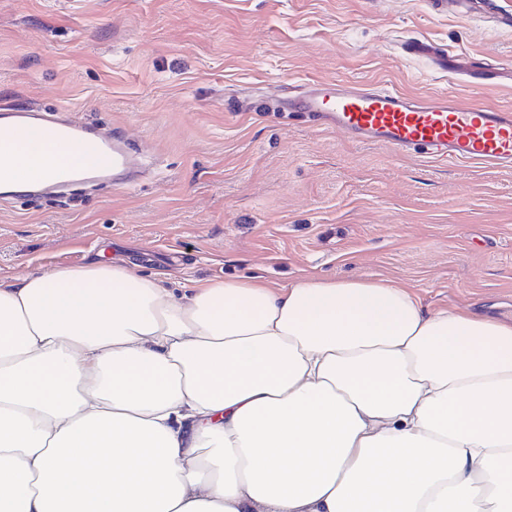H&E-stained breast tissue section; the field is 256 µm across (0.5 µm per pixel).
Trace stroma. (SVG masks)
<instances>
[{
  "label": "stroma",
  "mask_w": 512,
  "mask_h": 512,
  "mask_svg": "<svg viewBox=\"0 0 512 512\" xmlns=\"http://www.w3.org/2000/svg\"><path fill=\"white\" fill-rule=\"evenodd\" d=\"M464 56L434 71L398 47ZM512 30L428 0H0V107L61 106L129 139L127 188L0 202V281L101 258L202 279L377 278L512 320V172L440 166L267 111L310 79L512 107Z\"/></svg>",
  "instance_id": "1"
}]
</instances>
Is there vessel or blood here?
<instances>
[{
    "label": "vessel or blood",
    "mask_w": 512,
    "mask_h": 512,
    "mask_svg": "<svg viewBox=\"0 0 512 512\" xmlns=\"http://www.w3.org/2000/svg\"><path fill=\"white\" fill-rule=\"evenodd\" d=\"M276 108L320 117L357 144H381L433 161L512 169L511 107L469 105L450 93L414 96L385 82L315 80L289 88ZM7 113L13 133L53 131L59 144L72 150L92 147L99 159L97 165L58 174L43 192L60 195L76 182L122 183L132 151L121 137L91 132L52 108L11 106Z\"/></svg>",
    "instance_id": "1"
}]
</instances>
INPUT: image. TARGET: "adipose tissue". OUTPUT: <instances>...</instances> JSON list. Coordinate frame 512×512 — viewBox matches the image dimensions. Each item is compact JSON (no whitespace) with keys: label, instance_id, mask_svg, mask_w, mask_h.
<instances>
[{"label":"adipose tissue","instance_id":"ef3b65f1","mask_svg":"<svg viewBox=\"0 0 512 512\" xmlns=\"http://www.w3.org/2000/svg\"><path fill=\"white\" fill-rule=\"evenodd\" d=\"M0 512H512V321L383 279L0 282Z\"/></svg>","mask_w":512,"mask_h":512}]
</instances>
